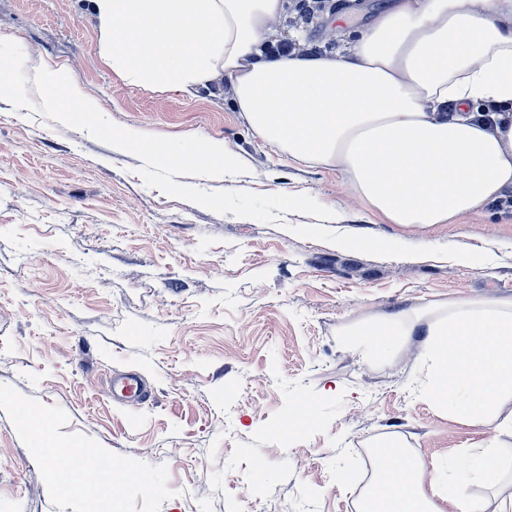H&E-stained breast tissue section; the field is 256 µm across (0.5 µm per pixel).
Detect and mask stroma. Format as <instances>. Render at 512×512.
<instances>
[{
  "mask_svg": "<svg viewBox=\"0 0 512 512\" xmlns=\"http://www.w3.org/2000/svg\"><path fill=\"white\" fill-rule=\"evenodd\" d=\"M390 0H348L277 36L327 41L364 27ZM0 38L25 72L49 64L114 123L219 140L247 170L184 177L208 191L306 194L331 220L263 223L147 187L141 160L0 99V384L63 408L66 433L169 470L161 512H356L361 451L396 438L439 467L512 437L434 409L414 352L377 359L361 321L430 302L512 296V213L447 224L389 223L335 172L297 164L258 138L228 85L186 95L129 85L101 55L86 0H0ZM469 247L460 265L452 254ZM134 370L152 393L135 414L83 372ZM0 512H59L0 410Z\"/></svg>",
  "mask_w": 512,
  "mask_h": 512,
  "instance_id": "obj_1",
  "label": "stroma"
}]
</instances>
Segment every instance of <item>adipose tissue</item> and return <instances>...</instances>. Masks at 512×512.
<instances>
[{"label": "adipose tissue", "mask_w": 512, "mask_h": 512, "mask_svg": "<svg viewBox=\"0 0 512 512\" xmlns=\"http://www.w3.org/2000/svg\"><path fill=\"white\" fill-rule=\"evenodd\" d=\"M88 2L104 57L130 85L188 92L228 80L259 138L336 171L392 223L444 224L512 189V111L491 129L473 119L482 104H512V0H392L343 51L313 58L261 50L285 0ZM412 315L408 326L384 318L355 333L384 352L416 346L434 407L512 433V298ZM497 451L492 440L471 449L466 468L512 507V487L490 464ZM382 463L360 512H486L405 446Z\"/></svg>", "instance_id": "ef3b65f1"}]
</instances>
